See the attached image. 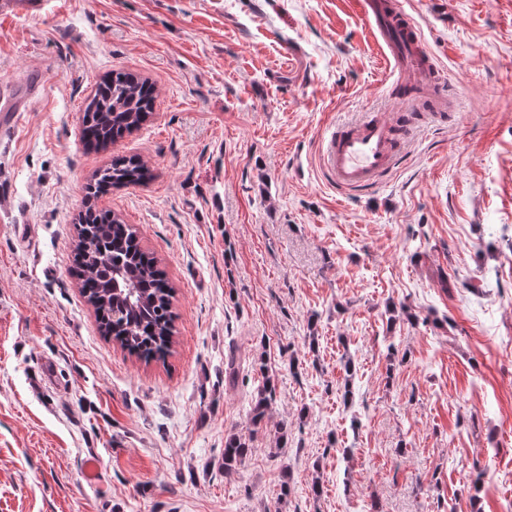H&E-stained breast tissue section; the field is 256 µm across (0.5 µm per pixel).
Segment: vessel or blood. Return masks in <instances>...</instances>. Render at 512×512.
<instances>
[{"label":"vessel or blood","mask_w":512,"mask_h":512,"mask_svg":"<svg viewBox=\"0 0 512 512\" xmlns=\"http://www.w3.org/2000/svg\"><path fill=\"white\" fill-rule=\"evenodd\" d=\"M381 47L390 73L417 79L437 89L445 82L419 26L400 0H356ZM405 135L378 112L331 125L321 162L339 189L358 190L379 183L399 161Z\"/></svg>","instance_id":"1"}]
</instances>
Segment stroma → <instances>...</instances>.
I'll return each mask as SVG.
<instances>
[{"label":"stroma","mask_w":512,"mask_h":512,"mask_svg":"<svg viewBox=\"0 0 512 512\" xmlns=\"http://www.w3.org/2000/svg\"><path fill=\"white\" fill-rule=\"evenodd\" d=\"M403 6L456 119L418 122L368 193L340 191L320 162L333 122L397 109L351 0H48L0 15V94L21 108L0 142V512H503L512 0ZM115 70L154 84L153 112L96 150L80 108ZM116 156L151 171L97 204L137 228L175 290L162 361L104 337L75 274L86 187ZM233 345L264 368L232 390ZM267 379L257 428L248 399ZM231 433L251 453L228 473Z\"/></svg>","instance_id":"35a3bbf8"}]
</instances>
